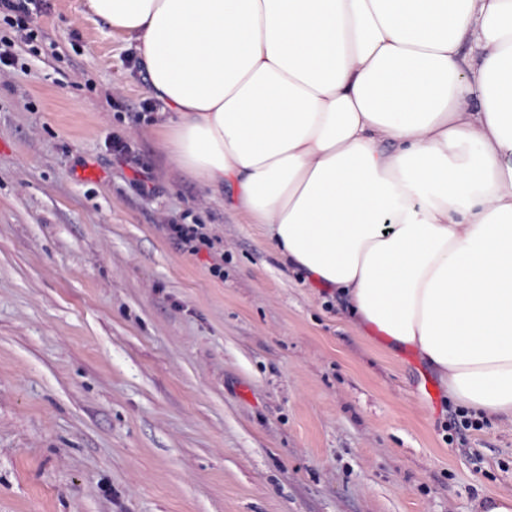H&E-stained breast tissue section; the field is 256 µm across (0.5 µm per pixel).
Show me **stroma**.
I'll return each mask as SVG.
<instances>
[{
    "mask_svg": "<svg viewBox=\"0 0 512 512\" xmlns=\"http://www.w3.org/2000/svg\"><path fill=\"white\" fill-rule=\"evenodd\" d=\"M81 7L50 0L0 70V512H476L512 493V423L456 429L431 370L168 161L161 114L129 120L149 97L135 41ZM174 220L208 226L223 278ZM112 150L121 156H125L126 160L132 164V169L135 177L132 181L133 185L142 193L150 194L155 191L154 186H150V178L147 175L146 167L140 162V159L135 155L132 147L123 142L121 139H114L112 142Z\"/></svg>",
    "mask_w": 512,
    "mask_h": 512,
    "instance_id": "35a3bbf8",
    "label": "stroma"
}]
</instances>
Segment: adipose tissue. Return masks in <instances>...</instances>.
Returning a JSON list of instances; mask_svg holds the SVG:
<instances>
[{
    "mask_svg": "<svg viewBox=\"0 0 512 512\" xmlns=\"http://www.w3.org/2000/svg\"><path fill=\"white\" fill-rule=\"evenodd\" d=\"M81 14L136 40L173 163L356 327L512 422V0H84Z\"/></svg>",
    "mask_w": 512,
    "mask_h": 512,
    "instance_id": "1",
    "label": "adipose tissue"
}]
</instances>
